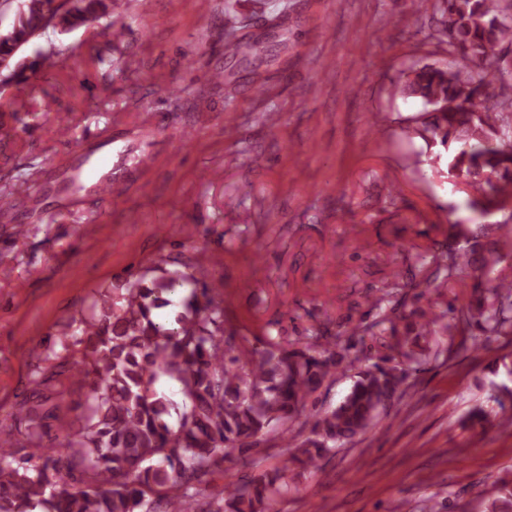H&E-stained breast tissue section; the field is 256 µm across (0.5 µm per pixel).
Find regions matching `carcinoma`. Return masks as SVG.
I'll return each instance as SVG.
<instances>
[{"mask_svg":"<svg viewBox=\"0 0 512 512\" xmlns=\"http://www.w3.org/2000/svg\"><path fill=\"white\" fill-rule=\"evenodd\" d=\"M419 9L441 15L439 33L460 62L400 72L398 92L424 106L416 133L447 150L448 175L464 180L472 208L511 210L512 63L487 66L484 59L512 46V0H420ZM110 12L112 0H25L0 33V60L13 64L14 83L25 84L50 58H18L42 27L55 21L68 31ZM452 228L453 246L433 256L424 283L463 272L474 281L473 301L448 307L443 329L452 341L460 335L462 347L484 348L512 335V278L481 287L486 274L512 259V227ZM185 287L182 310L157 317L171 304L168 295ZM216 296L189 265L170 271L159 264L129 274L118 288L95 289L86 311L70 320L61 350L41 353L48 366L28 379L35 400L25 417L0 434V512H274L298 476L365 433L404 394L408 377L427 363L421 335L441 319L430 307L401 317L402 331L388 319L390 340L362 369L359 354L368 344L357 327L337 333L345 337L339 349L317 333L305 341L268 333L232 344ZM68 363L84 389L82 423L50 451L40 444L50 400L42 387L46 371ZM351 371L353 385L334 408L310 405L325 382ZM163 378L181 400L158 387ZM299 422L309 426L305 437L294 432ZM270 441L283 448L280 465L225 484L217 508L203 507L202 486L224 460L257 455ZM488 512H512V488L503 487Z\"/></svg>","mask_w":512,"mask_h":512,"instance_id":"1","label":"carcinoma"}]
</instances>
